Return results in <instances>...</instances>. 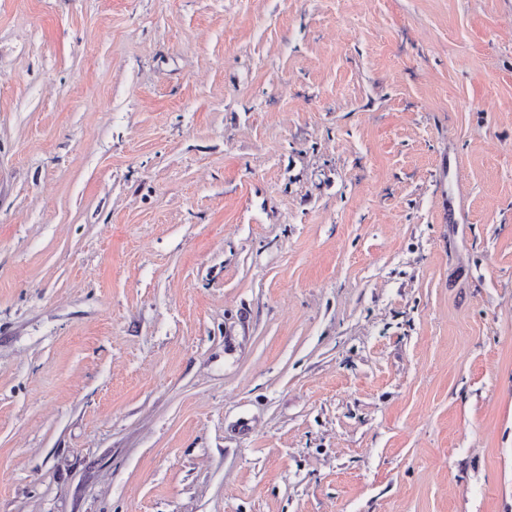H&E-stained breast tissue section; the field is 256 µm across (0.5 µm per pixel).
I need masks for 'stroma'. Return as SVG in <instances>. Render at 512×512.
<instances>
[{
	"label": "stroma",
	"instance_id": "obj_1",
	"mask_svg": "<svg viewBox=\"0 0 512 512\" xmlns=\"http://www.w3.org/2000/svg\"><path fill=\"white\" fill-rule=\"evenodd\" d=\"M0 512H512V0H0Z\"/></svg>",
	"mask_w": 512,
	"mask_h": 512
}]
</instances>
